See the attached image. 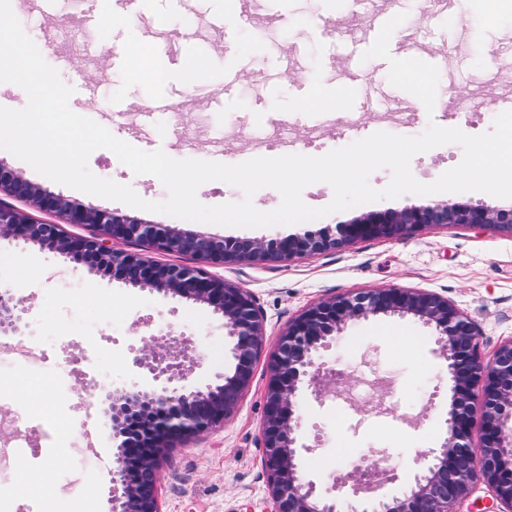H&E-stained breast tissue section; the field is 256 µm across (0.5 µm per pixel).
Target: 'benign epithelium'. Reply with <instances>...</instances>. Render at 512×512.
<instances>
[{
	"label": "benign epithelium",
	"instance_id": "benign-epithelium-1",
	"mask_svg": "<svg viewBox=\"0 0 512 512\" xmlns=\"http://www.w3.org/2000/svg\"><path fill=\"white\" fill-rule=\"evenodd\" d=\"M29 202L65 224L93 228L89 237L69 236L53 221L36 220L17 206ZM472 224L506 228L512 233V209L442 204L372 211L339 224L336 231L305 230L273 240L224 239L184 233L164 224H148L72 203L40 191L0 163V236L65 256H81L92 269L112 271L134 288L203 304L224 321L230 338L231 368L203 386L188 383L190 342L170 347L156 340L134 364L152 380L148 388H103L106 423L118 440L112 465V512H160L158 488L165 452L224 425L249 387L265 335L254 296L204 268L163 263L114 248L117 240L147 243L161 252H177L203 262L290 259L314 256L342 243L393 239L428 225ZM22 301L0 288V335L22 336ZM413 316L433 327L439 355L452 382L447 431L441 445L419 459V472L399 497L370 501L359 511L339 498L316 495L313 483L298 475L297 456L310 447L298 442L297 394L307 383L318 397L348 382L326 367L322 352L338 340L347 322L369 316ZM481 420L478 444L470 441ZM262 459L270 487V512H459L475 484L483 483L504 512H512V339L484 360L480 334L447 298L426 290L372 288L321 300L288 324L277 341L264 406ZM380 469L355 465L336 479V488L352 484L353 493L377 487Z\"/></svg>",
	"mask_w": 512,
	"mask_h": 512
}]
</instances>
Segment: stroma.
Listing matches in <instances>:
<instances>
[{"instance_id": "stroma-1", "label": "stroma", "mask_w": 512, "mask_h": 512, "mask_svg": "<svg viewBox=\"0 0 512 512\" xmlns=\"http://www.w3.org/2000/svg\"><path fill=\"white\" fill-rule=\"evenodd\" d=\"M25 32L49 64L68 58L62 80L72 110L143 151L172 158L237 164L284 152L321 156L359 140L361 132L422 134L429 124L469 135L492 130L499 97L512 96V8L494 0H374L355 16L349 0H142L127 15L118 0H59L47 15L13 0ZM162 61L165 74L150 71ZM321 94L330 104L299 111ZM193 98L189 111L172 106ZM459 145L415 155L411 170L430 183L458 165ZM0 162L47 192L91 202L141 222L186 232L270 240L317 231L371 211L433 203L511 208L512 199L482 192L406 195L365 203L293 225L232 227L188 221L93 198L58 184L0 150ZM96 176L131 186L148 201L167 190L134 174L109 150L93 151ZM211 274L249 290L268 344L310 305L372 288H413L447 297L476 326L491 357L512 338V233L455 224L429 226L392 240H363L289 261L212 264ZM0 286L27 308L24 335H0V388L49 382L53 406L21 423L23 404L0 400V512H24L28 495L9 494L24 468L57 459L41 512H111L112 474L103 459L116 443L101 426L104 406L91 396L93 357L115 388L137 379L136 357L150 339L186 336L200 364L201 385L230 367L224 323L204 306L133 288L111 274L12 236L0 237ZM66 337L56 354L36 346ZM351 374L347 392L316 401L299 393V461L303 481L334 495V478L352 468L351 454L377 451L395 478L381 488L401 495L419 469L410 449L439 447L446 435L451 382L432 327L412 317L348 322L340 346L326 354ZM268 355L224 426L173 448L162 466L161 512H269L262 466ZM347 456H339V449Z\"/></svg>"}]
</instances>
